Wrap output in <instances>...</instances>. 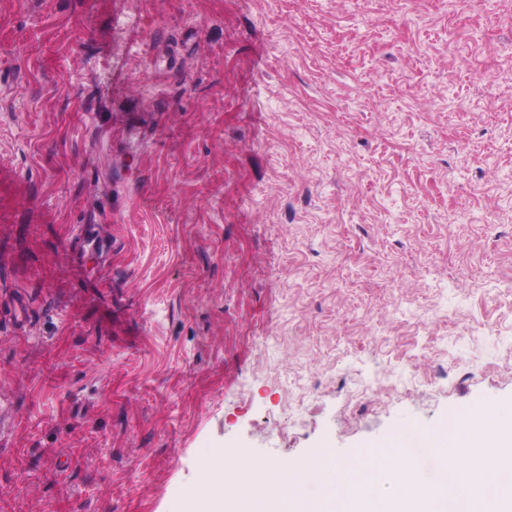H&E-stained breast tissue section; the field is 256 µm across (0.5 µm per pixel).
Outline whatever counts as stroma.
Returning <instances> with one entry per match:
<instances>
[{
    "label": "stroma",
    "mask_w": 512,
    "mask_h": 512,
    "mask_svg": "<svg viewBox=\"0 0 512 512\" xmlns=\"http://www.w3.org/2000/svg\"><path fill=\"white\" fill-rule=\"evenodd\" d=\"M0 512H203L512 415V0H0Z\"/></svg>",
    "instance_id": "1"
}]
</instances>
